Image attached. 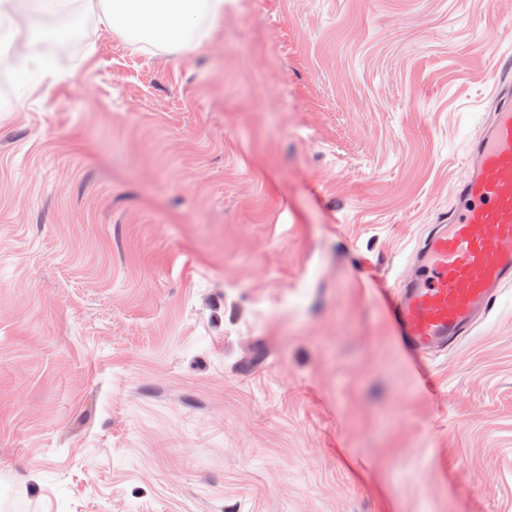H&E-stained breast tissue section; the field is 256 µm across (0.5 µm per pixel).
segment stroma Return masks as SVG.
I'll list each match as a JSON object with an SVG mask.
<instances>
[{"instance_id": "obj_1", "label": "stroma", "mask_w": 512, "mask_h": 512, "mask_svg": "<svg viewBox=\"0 0 512 512\" xmlns=\"http://www.w3.org/2000/svg\"><path fill=\"white\" fill-rule=\"evenodd\" d=\"M0 53V512H512V286L388 302L512 67V0H234L189 56Z\"/></svg>"}]
</instances>
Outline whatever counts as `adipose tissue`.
<instances>
[{"mask_svg": "<svg viewBox=\"0 0 512 512\" xmlns=\"http://www.w3.org/2000/svg\"><path fill=\"white\" fill-rule=\"evenodd\" d=\"M227 0H0V35L42 32V18L65 13L96 16L99 25L129 45L193 53L224 21Z\"/></svg>", "mask_w": 512, "mask_h": 512, "instance_id": "obj_1", "label": "adipose tissue"}]
</instances>
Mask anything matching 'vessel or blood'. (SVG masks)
<instances>
[{"label":"vessel or blood","mask_w":512,"mask_h":512,"mask_svg":"<svg viewBox=\"0 0 512 512\" xmlns=\"http://www.w3.org/2000/svg\"><path fill=\"white\" fill-rule=\"evenodd\" d=\"M465 167L456 206L421 241L418 273L389 313L413 350L458 342L512 284V82L498 79L491 121Z\"/></svg>","instance_id":"vessel-or-blood-1"}]
</instances>
